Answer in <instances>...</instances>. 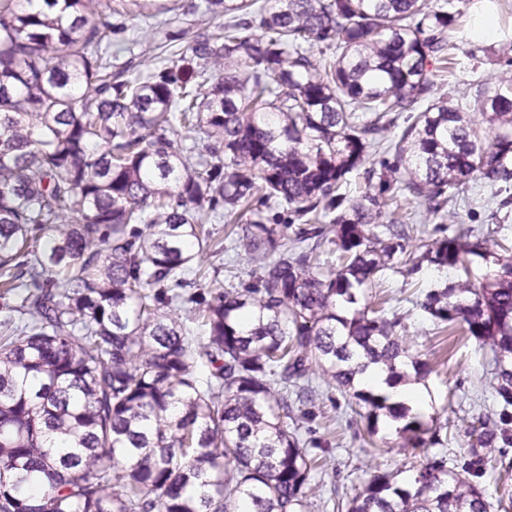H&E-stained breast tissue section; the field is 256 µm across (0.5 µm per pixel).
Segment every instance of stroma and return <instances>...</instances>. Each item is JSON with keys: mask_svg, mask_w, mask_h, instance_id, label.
I'll return each mask as SVG.
<instances>
[{"mask_svg": "<svg viewBox=\"0 0 512 512\" xmlns=\"http://www.w3.org/2000/svg\"><path fill=\"white\" fill-rule=\"evenodd\" d=\"M467 23L458 35L459 63L447 76L438 78L437 93L456 98L468 90L474 80L505 71L507 60H512V0H465ZM494 13L495 31L483 38L476 30L485 10ZM482 47L478 58L468 54L473 47ZM467 201L456 211L455 221L441 223L439 218L417 210L413 219V233L427 239L450 235L454 224L484 227L493 223L495 203L490 193L478 186H470ZM408 333L416 350L426 353L435 365L434 372L420 382L429 398V411L436 414L443 425L441 437L445 441L450 466L461 468L471 461L468 452L473 442L470 426L477 417L493 409L491 354L477 343L462 336L436 335L430 321L410 319ZM327 396L324 417L299 424L302 437L324 441L332 448L334 467L328 468L322 481L326 487L337 488L340 496L352 495L363 473L374 468H397L412 465V458L399 453L398 436L393 428L381 427L374 444L364 443L356 435L358 422L352 421V412L346 403L333 404L329 398L335 390L322 387Z\"/></svg>", "mask_w": 512, "mask_h": 512, "instance_id": "1", "label": "stroma"}]
</instances>
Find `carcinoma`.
Wrapping results in <instances>:
<instances>
[{
	"instance_id": "1",
	"label": "carcinoma",
	"mask_w": 512,
	"mask_h": 512,
	"mask_svg": "<svg viewBox=\"0 0 512 512\" xmlns=\"http://www.w3.org/2000/svg\"><path fill=\"white\" fill-rule=\"evenodd\" d=\"M33 2L0 0V512H307L327 452L283 420L318 417L316 379L360 439L388 422L423 454L324 505L488 512L475 479L512 443L509 247L478 288L360 304L384 271L420 272L415 249L469 271L512 218V72L455 104L429 73L456 64L462 0ZM201 9L224 23L186 19ZM169 12L163 62L121 60L131 19ZM372 147L392 159L367 166ZM472 183L498 227L425 240L388 217L415 202L451 224ZM237 244L246 282L189 266ZM414 311L492 354L469 471L428 453L437 419L360 381L433 372L405 335Z\"/></svg>"
}]
</instances>
